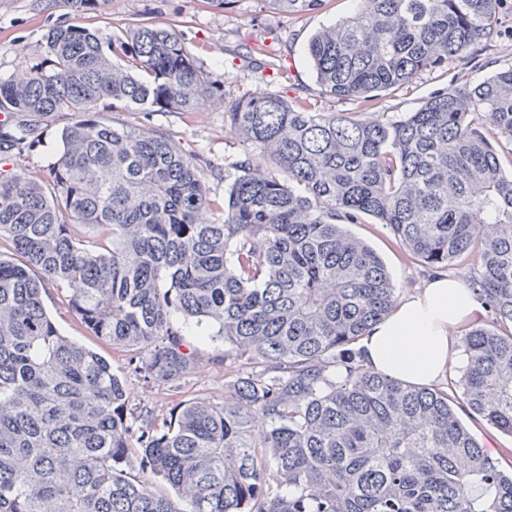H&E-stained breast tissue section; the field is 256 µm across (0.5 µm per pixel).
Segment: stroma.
Listing matches in <instances>:
<instances>
[{"mask_svg":"<svg viewBox=\"0 0 512 512\" xmlns=\"http://www.w3.org/2000/svg\"><path fill=\"white\" fill-rule=\"evenodd\" d=\"M354 9L353 0H328L317 11L288 16L271 9L264 0H236L229 9L216 5L215 0H110L103 9L78 12L67 0H0V82L15 78L21 65L43 62V36L55 26L76 24L105 34L119 24L174 29L187 43L204 77L216 86V94L208 97L198 112H111L107 118L116 124L168 133L183 149L211 166L210 196L220 203L225 180L233 176L234 164L245 152L224 114L244 94L273 92L291 99L299 97L315 112H356L369 119L381 113L397 116L414 111L433 91L488 74L487 69L469 65L451 71L429 70L411 84L382 93L370 106L326 97L306 64V45L315 31ZM272 50L287 57L285 70L278 74L245 68L239 60L240 54L248 51L259 55ZM21 120L30 125L35 147L10 150L0 154V160L30 175H43L62 150V128L74 117L31 113L22 115ZM348 230L382 258L397 287L409 291L425 280L422 267L373 219L349 225ZM42 297L63 335L110 361L126 385L129 412L136 414L146 408L160 421L180 402L201 398L220 403L227 395L231 372L221 357L224 344L218 338L201 335L195 324L183 327L186 341L198 356L195 368L178 383L156 384L133 369L129 353L112 349L87 332L55 286L45 284ZM459 416L492 459L503 467L512 465V435L467 410H460Z\"/></svg>","mask_w":512,"mask_h":512,"instance_id":"obj_1","label":"stroma"}]
</instances>
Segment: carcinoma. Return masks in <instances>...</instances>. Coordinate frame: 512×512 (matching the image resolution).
Instances as JSON below:
<instances>
[{
    "instance_id": "carcinoma-1",
    "label": "carcinoma",
    "mask_w": 512,
    "mask_h": 512,
    "mask_svg": "<svg viewBox=\"0 0 512 512\" xmlns=\"http://www.w3.org/2000/svg\"><path fill=\"white\" fill-rule=\"evenodd\" d=\"M266 2L287 15L326 4ZM355 3L306 49L339 100L368 102L512 40L509 0ZM44 43L47 65L0 83V112L79 120L48 176L0 168L13 252L0 254V512H512V471L456 413L512 435V65L397 119L244 95L227 118L250 152L221 206L209 169L172 137L103 115L200 111L207 88L176 31L67 25ZM240 59L278 70L282 55ZM29 136L0 125V145ZM366 217L429 271L467 265L487 319L459 335L460 397L365 366L360 338L401 298L347 230ZM45 282L156 383L196 364L183 323L213 328L235 369L230 395L180 403L160 424L128 416L112 365L48 315Z\"/></svg>"
}]
</instances>
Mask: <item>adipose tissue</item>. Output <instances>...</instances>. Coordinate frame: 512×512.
<instances>
[{
	"label": "adipose tissue",
	"instance_id": "adipose-tissue-1",
	"mask_svg": "<svg viewBox=\"0 0 512 512\" xmlns=\"http://www.w3.org/2000/svg\"><path fill=\"white\" fill-rule=\"evenodd\" d=\"M483 313L480 300L461 280L443 273L427 278L361 338L365 363L410 385L444 384L464 361L456 330Z\"/></svg>",
	"mask_w": 512,
	"mask_h": 512
}]
</instances>
